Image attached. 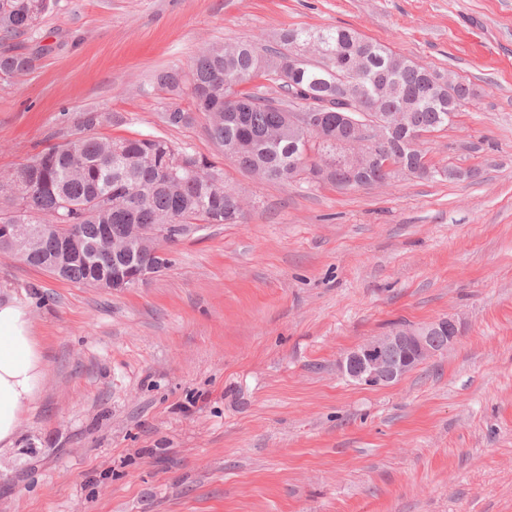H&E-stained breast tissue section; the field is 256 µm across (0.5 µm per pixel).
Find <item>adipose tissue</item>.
I'll return each mask as SVG.
<instances>
[{
	"label": "adipose tissue",
	"mask_w": 512,
	"mask_h": 512,
	"mask_svg": "<svg viewBox=\"0 0 512 512\" xmlns=\"http://www.w3.org/2000/svg\"><path fill=\"white\" fill-rule=\"evenodd\" d=\"M46 376L43 345L27 307L0 303V450L14 445L21 419L38 401Z\"/></svg>",
	"instance_id": "ef3b65f1"
}]
</instances>
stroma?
<instances>
[{
  "instance_id": "stroma-1",
  "label": "stroma",
  "mask_w": 512,
  "mask_h": 512,
  "mask_svg": "<svg viewBox=\"0 0 512 512\" xmlns=\"http://www.w3.org/2000/svg\"><path fill=\"white\" fill-rule=\"evenodd\" d=\"M347 26L470 83L436 167L371 188L254 185L202 126L170 128L157 71L211 43ZM31 72L0 79V170L72 138L156 135L224 170L241 224H197L132 288L0 255L48 365L0 452V512H512V0H57ZM461 335L388 388L343 353L401 322Z\"/></svg>"
}]
</instances>
